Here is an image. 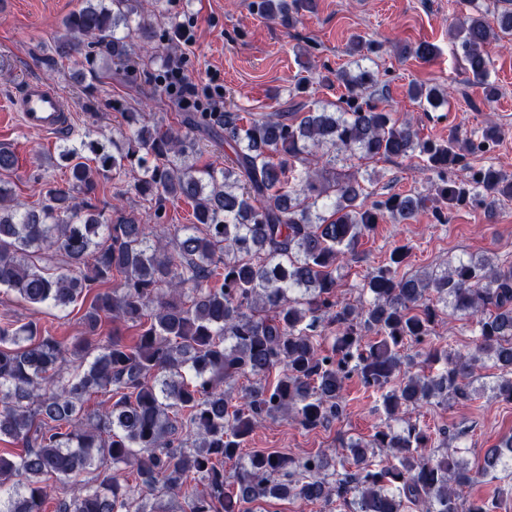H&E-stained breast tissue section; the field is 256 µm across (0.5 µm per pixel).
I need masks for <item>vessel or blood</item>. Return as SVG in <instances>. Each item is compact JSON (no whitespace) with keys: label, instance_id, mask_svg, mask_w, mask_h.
Wrapping results in <instances>:
<instances>
[{"label":"vessel or blood","instance_id":"b4317fda","mask_svg":"<svg viewBox=\"0 0 512 512\" xmlns=\"http://www.w3.org/2000/svg\"><path fill=\"white\" fill-rule=\"evenodd\" d=\"M12 106L26 129L42 135L59 133L70 124L69 102L41 81L26 82L14 96Z\"/></svg>","mask_w":512,"mask_h":512}]
</instances>
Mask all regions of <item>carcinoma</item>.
<instances>
[{
    "label": "carcinoma",
    "instance_id": "1",
    "mask_svg": "<svg viewBox=\"0 0 512 512\" xmlns=\"http://www.w3.org/2000/svg\"><path fill=\"white\" fill-rule=\"evenodd\" d=\"M81 0L54 42L59 59L85 63L81 76L100 82L137 60L160 66L154 41L178 38L163 0ZM456 54L492 100L491 42L512 36V11L485 20L491 0H461ZM311 0H253L260 17L293 27ZM378 46L360 39L354 68L336 71L345 93L335 109L303 116L272 112L247 124L237 112H185L184 130L144 112L125 113L126 129L106 138L96 128L59 146L70 172L28 208L9 182L17 158L0 146V288L30 306L64 310L92 296L84 335L59 340L36 321H0V438L23 452L0 455V487L13 481L0 512H45L59 487L83 472L92 482L59 501L57 512H251L249 505L293 496L345 512H493L473 498L479 478L512 480V435L485 450L471 470L461 449L406 418L422 405L470 398L485 360L501 373L497 397L512 402V264L450 261L439 273L399 275L412 246L394 247L364 279L356 302L341 297V263L377 224L404 222L475 199L492 207L512 200V175L488 167L467 181L448 173L466 154L496 143L487 123L479 141L422 139L374 103L381 74L361 64ZM424 111L448 102L437 85L412 83ZM202 131L224 144V165L201 162ZM419 158L436 176L435 193L387 194L367 202L352 172L336 163L357 158ZM133 175L131 193L155 206L154 223L135 211L107 218L92 204L100 180ZM192 207V223L163 224L166 202ZM476 317L467 354L430 349L442 373L414 372L407 345L433 334L440 306ZM105 323L138 328L126 343ZM357 374L379 396L385 420L349 454L287 455L240 450L258 423L291 417L305 429L343 413L346 380ZM254 383L238 391L241 377ZM105 399L92 413L86 396ZM235 468L228 473L224 464ZM136 466L129 485L120 466Z\"/></svg>",
    "mask_w": 512,
    "mask_h": 512
}]
</instances>
